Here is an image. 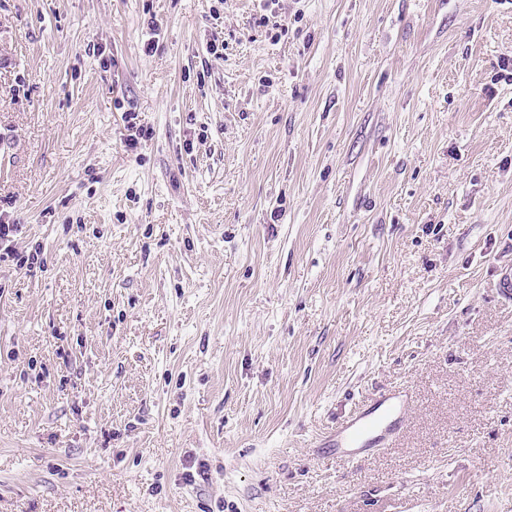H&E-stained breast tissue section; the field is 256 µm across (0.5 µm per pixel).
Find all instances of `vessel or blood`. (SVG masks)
Listing matches in <instances>:
<instances>
[{
  "instance_id": "b4317fda",
  "label": "vessel or blood",
  "mask_w": 512,
  "mask_h": 512,
  "mask_svg": "<svg viewBox=\"0 0 512 512\" xmlns=\"http://www.w3.org/2000/svg\"><path fill=\"white\" fill-rule=\"evenodd\" d=\"M407 408L408 401L402 393H379L369 405L356 408L326 438L328 457L352 462L360 451L388 445L405 427Z\"/></svg>"
}]
</instances>
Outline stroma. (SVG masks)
<instances>
[{"mask_svg":"<svg viewBox=\"0 0 512 512\" xmlns=\"http://www.w3.org/2000/svg\"><path fill=\"white\" fill-rule=\"evenodd\" d=\"M280 5L0 0V512H512V0ZM266 3L263 5V11H266L270 13V15H268V13H263V14H256V17H254V26L256 27H264V28H268L270 25H271V28L269 30H278L275 34V39H280L282 36H286L288 34V27L285 28L282 24H279L277 21H271V18H276L277 16H275V13H276V10L275 8L276 7H273L274 6H277L279 7V0H265ZM370 405L357 407L322 444V458L354 462L357 451L385 447L406 426L408 401L401 392H380Z\"/></svg>","mask_w":512,"mask_h":512,"instance_id":"1","label":"stroma"}]
</instances>
